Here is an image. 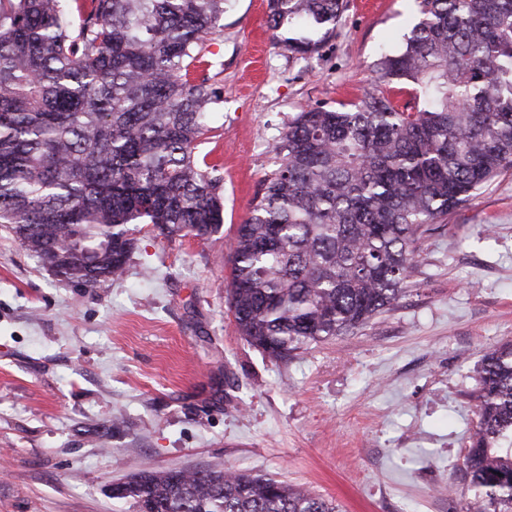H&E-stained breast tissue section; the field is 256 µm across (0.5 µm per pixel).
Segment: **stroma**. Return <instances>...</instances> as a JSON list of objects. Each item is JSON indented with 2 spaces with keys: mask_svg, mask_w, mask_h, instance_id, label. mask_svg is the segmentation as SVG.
I'll use <instances>...</instances> for the list:
<instances>
[{
  "mask_svg": "<svg viewBox=\"0 0 512 512\" xmlns=\"http://www.w3.org/2000/svg\"><path fill=\"white\" fill-rule=\"evenodd\" d=\"M416 19L414 0H348L303 60L267 0H232L200 68L222 92L196 149L224 177L211 239L134 225L123 276L83 288L0 226V512H113L114 481L199 467L305 485L344 512H460L478 368L512 342V169L434 225L413 290L354 333L275 363L228 307L227 246L289 118L372 89ZM118 414L127 433L99 445Z\"/></svg>",
  "mask_w": 512,
  "mask_h": 512,
  "instance_id": "1",
  "label": "stroma"
}]
</instances>
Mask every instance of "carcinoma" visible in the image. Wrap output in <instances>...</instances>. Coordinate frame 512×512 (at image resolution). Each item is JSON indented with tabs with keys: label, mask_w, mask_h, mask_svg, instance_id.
Listing matches in <instances>:
<instances>
[{
	"label": "carcinoma",
	"mask_w": 512,
	"mask_h": 512,
	"mask_svg": "<svg viewBox=\"0 0 512 512\" xmlns=\"http://www.w3.org/2000/svg\"><path fill=\"white\" fill-rule=\"evenodd\" d=\"M230 0H0V224L39 263L94 287L120 278L132 224L208 240L224 223L218 168L195 154L221 91L193 73ZM419 21L377 81L307 106L275 146L229 247L239 335L275 361L346 335L409 292L430 226L512 169V0H415ZM302 58L346 0H268ZM410 82L421 101L383 87ZM463 465L479 506L512 512V342L479 370ZM117 512H340L303 485L213 468L142 470Z\"/></svg>",
	"instance_id": "carcinoma-1"
}]
</instances>
